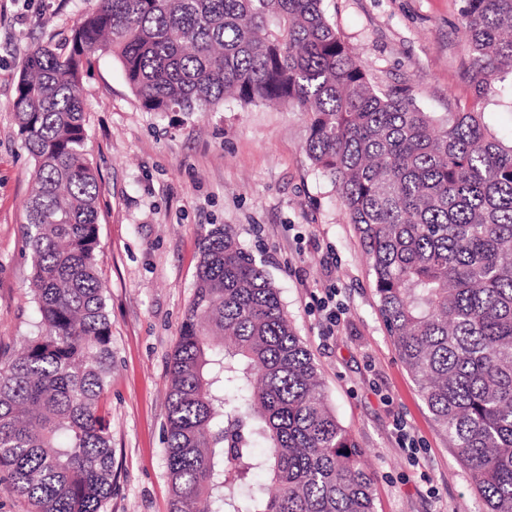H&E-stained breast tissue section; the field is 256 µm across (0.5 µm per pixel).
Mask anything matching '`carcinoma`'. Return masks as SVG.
Returning <instances> with one entry per match:
<instances>
[{
	"mask_svg": "<svg viewBox=\"0 0 512 512\" xmlns=\"http://www.w3.org/2000/svg\"><path fill=\"white\" fill-rule=\"evenodd\" d=\"M323 0H95L69 51L28 52L12 101L36 335L0 361V478L31 512L112 498V322L83 74L117 56L148 112L228 98L304 113L306 153L369 260L387 332L487 512H512V143L485 113L379 92ZM475 98L512 73V0H465ZM170 512H375L364 449L336 419L268 272L229 225L203 236L167 372ZM265 444L261 456L253 443ZM266 484L242 507L238 488Z\"/></svg>",
	"mask_w": 512,
	"mask_h": 512,
	"instance_id": "obj_1",
	"label": "carcinoma"
}]
</instances>
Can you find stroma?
Instances as JSON below:
<instances>
[{
  "mask_svg": "<svg viewBox=\"0 0 512 512\" xmlns=\"http://www.w3.org/2000/svg\"><path fill=\"white\" fill-rule=\"evenodd\" d=\"M89 0H0V355L37 330L24 203L33 162L11 108L26 54L68 39ZM372 84L406 88L445 115L472 105L463 62L464 0H323ZM100 176V276L112 321V497L101 512H169L166 373L193 294L200 243L231 225L265 265L318 366L331 410L367 452L376 512H485L439 431L379 312L355 225L305 152V114L228 99L207 112L143 111L112 54L83 78ZM335 287L347 314L322 331L316 306ZM417 442L410 460L394 429Z\"/></svg>",
  "mask_w": 512,
  "mask_h": 512,
  "instance_id": "1",
  "label": "stroma"
}]
</instances>
